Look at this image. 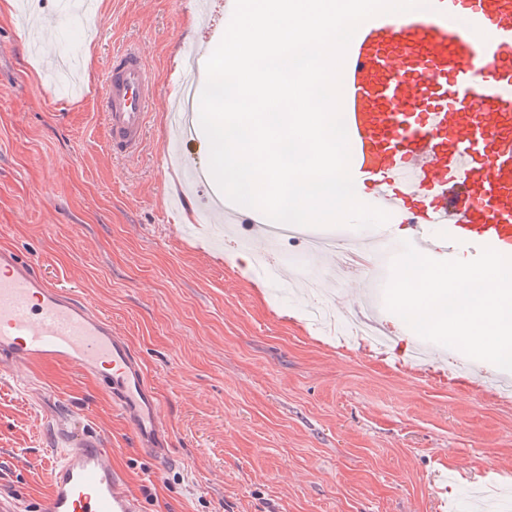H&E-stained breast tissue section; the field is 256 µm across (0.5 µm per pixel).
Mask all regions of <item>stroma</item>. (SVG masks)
Listing matches in <instances>:
<instances>
[{
	"instance_id": "obj_1",
	"label": "stroma",
	"mask_w": 512,
	"mask_h": 512,
	"mask_svg": "<svg viewBox=\"0 0 512 512\" xmlns=\"http://www.w3.org/2000/svg\"><path fill=\"white\" fill-rule=\"evenodd\" d=\"M14 0L0 11V245L112 320L143 360L170 432L166 457L138 448L89 376L0 371V495L41 512L43 462L61 431L100 434L141 512H512V398L501 371L428 341L396 314L384 349L349 339L365 296L383 299L408 230L388 223L373 270L336 253L228 237L202 218V137L171 154L170 108L188 53L204 43L205 0ZM133 45L156 94L141 154L112 153L102 95ZM275 250L293 282L249 253ZM341 269L340 288L323 286Z\"/></svg>"
}]
</instances>
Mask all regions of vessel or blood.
Returning a JSON list of instances; mask_svg holds the SVG:
<instances>
[{
    "label": "vessel or blood",
    "instance_id": "vessel-or-blood-1",
    "mask_svg": "<svg viewBox=\"0 0 512 512\" xmlns=\"http://www.w3.org/2000/svg\"><path fill=\"white\" fill-rule=\"evenodd\" d=\"M155 82L140 52L112 57L102 110L113 152L138 156ZM350 170L369 204L423 254L489 246L512 256V0H429L363 22L342 70ZM0 364H65L93 377L138 447L170 445L142 360L111 319L0 246ZM44 512H139L104 438L67 441Z\"/></svg>",
    "mask_w": 512,
    "mask_h": 512
}]
</instances>
